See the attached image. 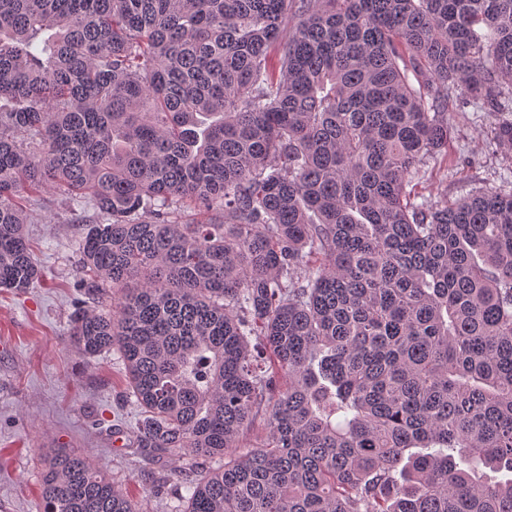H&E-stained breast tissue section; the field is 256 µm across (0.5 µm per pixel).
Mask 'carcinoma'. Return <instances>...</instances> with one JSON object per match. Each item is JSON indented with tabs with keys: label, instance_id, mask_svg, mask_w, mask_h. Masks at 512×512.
<instances>
[{
	"label": "carcinoma",
	"instance_id": "obj_1",
	"mask_svg": "<svg viewBox=\"0 0 512 512\" xmlns=\"http://www.w3.org/2000/svg\"><path fill=\"white\" fill-rule=\"evenodd\" d=\"M459 86L511 153L512 0H0V288L91 212L71 338L172 512H512V190L414 184ZM40 512L147 510L65 448Z\"/></svg>",
	"mask_w": 512,
	"mask_h": 512
}]
</instances>
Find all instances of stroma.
<instances>
[{"instance_id": "35a3bbf8", "label": "stroma", "mask_w": 512, "mask_h": 512, "mask_svg": "<svg viewBox=\"0 0 512 512\" xmlns=\"http://www.w3.org/2000/svg\"><path fill=\"white\" fill-rule=\"evenodd\" d=\"M448 119V155L429 163L431 187L452 200L506 188L512 160L493 144V117L461 92ZM57 200L32 206L25 226L40 277L21 292L0 288V512H39L47 448L79 450L148 512H170V495H150L148 477L173 471L136 452L138 409L125 396L123 360L113 351L85 358L69 341L85 298L74 273L82 227Z\"/></svg>"}]
</instances>
